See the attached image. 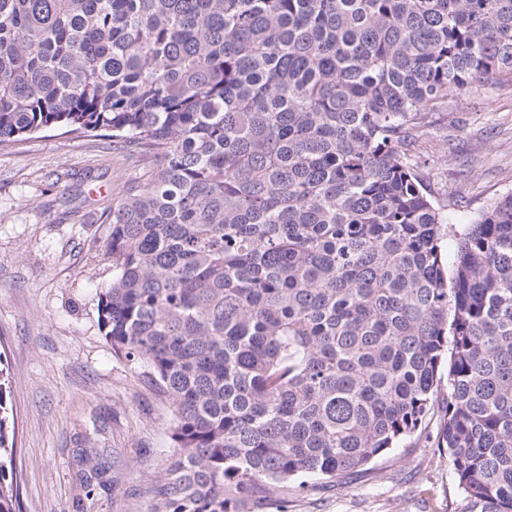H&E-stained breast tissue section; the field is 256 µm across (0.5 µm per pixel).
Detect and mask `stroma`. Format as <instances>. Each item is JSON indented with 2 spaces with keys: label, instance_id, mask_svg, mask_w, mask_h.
<instances>
[{
  "label": "stroma",
  "instance_id": "1",
  "mask_svg": "<svg viewBox=\"0 0 512 512\" xmlns=\"http://www.w3.org/2000/svg\"><path fill=\"white\" fill-rule=\"evenodd\" d=\"M448 223L512 192V76L449 96L406 147ZM147 166L110 137L45 130L0 146V373L16 421V512H148L174 446L170 399L99 324L117 276L102 212ZM442 416L359 471L289 488L291 512H468L437 449ZM100 451L90 475L81 451Z\"/></svg>",
  "mask_w": 512,
  "mask_h": 512
}]
</instances>
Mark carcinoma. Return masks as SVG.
<instances>
[{
	"label": "carcinoma",
	"mask_w": 512,
	"mask_h": 512,
	"mask_svg": "<svg viewBox=\"0 0 512 512\" xmlns=\"http://www.w3.org/2000/svg\"><path fill=\"white\" fill-rule=\"evenodd\" d=\"M512 74V0H0V145L112 138L99 321L171 400L149 512H288L421 428L512 512V194L455 246L410 133ZM451 274H446V271ZM448 363V378L440 368ZM0 369V512H15Z\"/></svg>",
	"instance_id": "obj_1"
}]
</instances>
